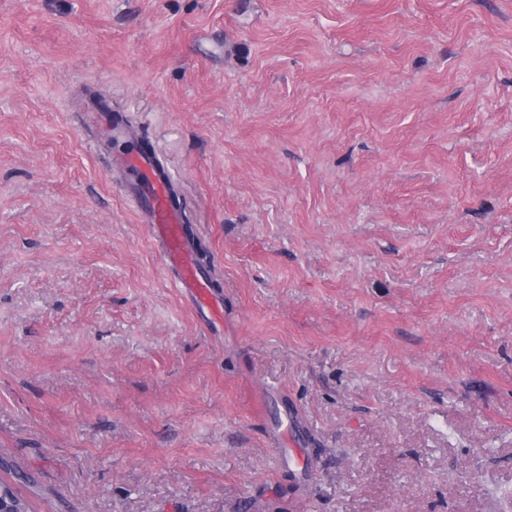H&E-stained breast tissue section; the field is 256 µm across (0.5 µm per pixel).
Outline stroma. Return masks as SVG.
Here are the masks:
<instances>
[{"mask_svg":"<svg viewBox=\"0 0 512 512\" xmlns=\"http://www.w3.org/2000/svg\"><path fill=\"white\" fill-rule=\"evenodd\" d=\"M97 100L223 333L87 149ZM0 458L35 512H501L512 0H0ZM88 126L92 127L99 134L112 138L122 139L133 135L132 130L124 121L116 120V115L112 116V122L105 112H102L96 105L90 106L86 111ZM110 168L122 177L125 195L147 224L151 245L174 288L206 319L222 318V306L211 287V274L201 269L194 247L184 234L185 207L171 202V177L152 154L113 155Z\"/></svg>","mask_w":512,"mask_h":512,"instance_id":"35a3bbf8","label":"stroma"}]
</instances>
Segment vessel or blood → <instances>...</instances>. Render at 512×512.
Wrapping results in <instances>:
<instances>
[{"label":"vessel or blood","mask_w":512,"mask_h":512,"mask_svg":"<svg viewBox=\"0 0 512 512\" xmlns=\"http://www.w3.org/2000/svg\"><path fill=\"white\" fill-rule=\"evenodd\" d=\"M85 115L88 125L103 136L122 139L131 134L125 122L110 120L97 106H90ZM110 168L124 179L125 195L147 225L153 250L173 287L206 319L220 318L222 306L211 286V274L198 266L194 247L184 234L185 208L170 200L167 170L145 153L115 155Z\"/></svg>","instance_id":"vessel-or-blood-1"}]
</instances>
